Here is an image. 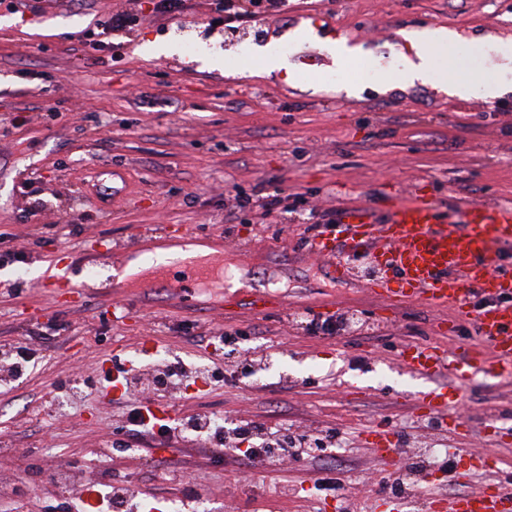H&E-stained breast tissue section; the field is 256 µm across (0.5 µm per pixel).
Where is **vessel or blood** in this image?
Listing matches in <instances>:
<instances>
[{
  "mask_svg": "<svg viewBox=\"0 0 512 512\" xmlns=\"http://www.w3.org/2000/svg\"><path fill=\"white\" fill-rule=\"evenodd\" d=\"M346 259L336 256L335 240L316 237L312 251L328 262L331 278L351 276V256L367 250L379 275L369 285L384 306L394 308L416 300L435 308L452 307L459 319L473 327L475 337L464 353H448L437 346L403 345L397 355L402 370L412 378L447 373L448 382L419 390L411 398L417 418L439 419L450 439L463 441L467 432L448 409L476 375L512 377V268L504 267L503 251L512 247V204L469 203L459 224H451L422 194L392 206L384 215L351 208L340 217ZM156 249L177 248L188 275L180 281V301L193 304L199 284L210 269L188 258L199 240L188 231L159 227L148 236ZM494 361H487L485 348ZM393 429L376 427L362 440L384 466L396 464ZM427 512H512V483L493 481L454 499L435 495L425 500Z\"/></svg>",
  "mask_w": 512,
  "mask_h": 512,
  "instance_id": "vessel-or-blood-1",
  "label": "vessel or blood"
}]
</instances>
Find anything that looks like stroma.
<instances>
[{
    "label": "stroma",
    "mask_w": 512,
    "mask_h": 512,
    "mask_svg": "<svg viewBox=\"0 0 512 512\" xmlns=\"http://www.w3.org/2000/svg\"><path fill=\"white\" fill-rule=\"evenodd\" d=\"M154 3L0 0V350L24 342L34 354L23 375L0 383V440L9 444L0 453V512H68L60 475L83 491L123 483L160 500L192 492L202 512H340L344 502L374 512L396 483L418 503L430 492L477 488L483 475L452 480L439 470L401 481L437 433L407 408L423 381L395 365L401 342L455 351L471 341L472 326L441 332L451 311L421 302L381 309L365 287L363 261L354 262V279H330L304 240L345 206L380 214L420 186L454 222L470 202L512 204V90L490 102L442 88L451 58L465 77L512 80L499 51L500 41H512V0H281L229 26L215 22L214 0H184L176 16L154 12ZM134 10L133 29L87 40L99 22ZM308 11L323 14L326 36L363 56L350 67L325 56L286 88L258 74L253 45L282 39L283 55L295 60L305 47L285 39V28ZM442 27L460 40L437 50L428 83L377 90L380 80L399 79L412 54L404 33ZM148 40L179 51L146 58ZM211 55L223 67L210 68ZM277 191L281 203L263 207L261 195ZM241 196L250 200L243 208ZM162 225L222 243L223 309L202 297L181 305L171 289L144 307L103 286L54 300L37 285L49 256L65 259L73 281L95 268L103 283L119 263L107 242ZM243 265L286 300L284 310L260 313L241 300ZM17 282L24 292L16 297L9 288ZM330 301L355 316V331L307 332V311ZM229 329L245 334L235 345L239 362L270 361L264 377L241 380L228 365L213 391L192 387L156 406L171 419L210 409L337 428L350 440L338 459L269 471L215 459L202 444L113 450V423L151 397L147 389L109 402L95 393L62 417L51 407L70 374L100 378L117 354L133 357L145 378L165 351L204 363L216 354L211 338ZM451 413L470 433L464 450L494 451L495 477L512 476V452L494 446L499 433H512V383L477 379ZM384 424L399 434L392 469L358 438ZM316 477L339 482V491H315Z\"/></svg>",
    "instance_id": "obj_1"
}]
</instances>
